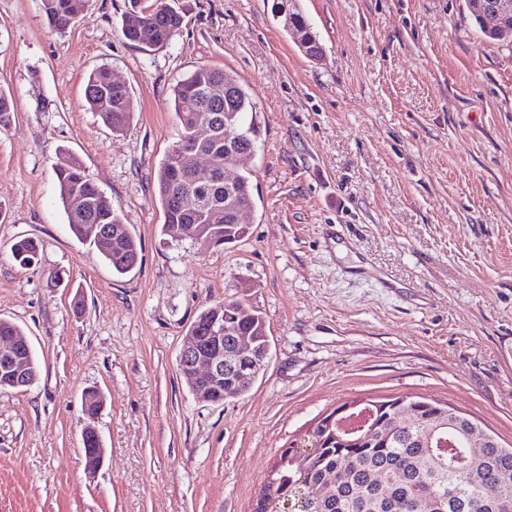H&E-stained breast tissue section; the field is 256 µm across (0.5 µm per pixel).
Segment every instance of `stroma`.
<instances>
[{"instance_id": "35a3bbf8", "label": "stroma", "mask_w": 512, "mask_h": 512, "mask_svg": "<svg viewBox=\"0 0 512 512\" xmlns=\"http://www.w3.org/2000/svg\"><path fill=\"white\" fill-rule=\"evenodd\" d=\"M168 2L183 28L148 49L122 33L129 0H87L62 34L41 0H0V319L38 367L0 390V512H252L280 449L353 400L424 396L511 444L512 45L465 0H301L315 61L274 0ZM101 66L131 91L118 134L85 101ZM199 67L235 72L262 129L250 233L205 250L163 231L155 180L172 89ZM63 150L140 241L132 273L72 233ZM21 237L36 265L14 261ZM225 300L264 314L271 358L245 395L202 403L178 356ZM40 250V243L31 238L20 239L11 246V253L13 258L21 266L25 267L37 264Z\"/></svg>"}]
</instances>
